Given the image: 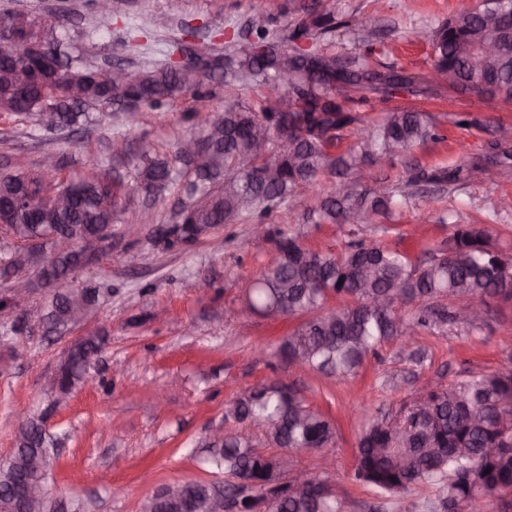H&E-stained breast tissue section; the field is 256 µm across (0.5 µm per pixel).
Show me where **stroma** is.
<instances>
[{"instance_id":"obj_1","label":"stroma","mask_w":512,"mask_h":512,"mask_svg":"<svg viewBox=\"0 0 512 512\" xmlns=\"http://www.w3.org/2000/svg\"><path fill=\"white\" fill-rule=\"evenodd\" d=\"M475 3L335 0L337 20L353 13L376 22L362 34L336 38L335 48L350 52L360 39L372 40L379 49L376 66L401 69L432 84L428 95L404 93L392 103L429 112L443 134L394 163L369 166L368 181L414 167L448 168L463 159L478 163L464 185L426 186L414 206L388 220L383 242L414 258L447 240L454 225L485 221L494 197L512 196V164L485 158L494 125L512 123V103L433 84L430 50L414 35L416 28L442 22ZM19 10L45 21L66 12L72 55L103 70L116 57L138 67L165 63L189 27L196 32L194 44L207 52L223 50L225 38L255 25L284 43L293 18L292 0H183L174 15L166 14L165 0H112L107 17L96 0H0V13ZM229 96L259 103L254 90L209 82L199 95H180L165 111H143L136 126L127 124L125 108L114 106L100 124L77 134L38 131L0 112V171L20 165L34 171L52 154L67 171L116 168L130 180L132 168L113 160L117 145L144 140L170 148L189 129L186 112L222 107ZM458 113L468 114L473 127L457 128L453 117ZM143 210L141 198L132 197L122 223L112 227L111 246L75 279L79 286L104 281L112 291L100 298L96 319L80 332L104 336L105 342L85 381L63 404L50 406L44 390L76 335L24 336L29 350L24 357L14 355L12 341L0 342V459L15 444L20 418L43 416L61 440L59 463L49 480L54 495L90 502L92 512H141L146 498L170 483L209 479L198 440L224 425L227 406L251 384L278 381L293 385L335 418L331 478L345 512H424L433 488L382 496L355 482V443L364 414L404 415L426 381L441 386L511 360L512 298L491 299L479 328L450 324L410 339H392L366 358L355 377L297 372L281 357L279 346L298 318L269 322L244 312V292L276 259L281 235L299 234L310 248L337 255L348 242L345 227L299 223L302 207L297 204L267 217L266 237L255 238L250 225L228 224L193 246L166 249L153 243V224L144 225L138 236H124V225L135 223ZM443 214L448 217L444 224L438 221ZM201 278L210 283L207 291L196 287Z\"/></svg>"}]
</instances>
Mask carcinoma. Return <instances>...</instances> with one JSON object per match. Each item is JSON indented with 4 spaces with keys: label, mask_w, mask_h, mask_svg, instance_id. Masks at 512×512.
<instances>
[{
    "label": "carcinoma",
    "mask_w": 512,
    "mask_h": 512,
    "mask_svg": "<svg viewBox=\"0 0 512 512\" xmlns=\"http://www.w3.org/2000/svg\"><path fill=\"white\" fill-rule=\"evenodd\" d=\"M288 47V65L295 83L288 92L270 79L269 67L280 66L281 44L262 26L246 39L224 45L222 57L228 70L203 72L188 78L187 65L169 62L156 67H137L139 83L119 89L100 73L101 79L79 86L70 84L74 72H96L71 58L63 35L65 17L47 24L29 13H6L0 25L48 49L55 69L41 79L27 77V103L11 94L17 79L0 62V112L30 118L49 133L77 129L95 120L103 110L130 95L140 106L161 111L180 94L198 92L206 81L226 77L233 84L265 90L267 105L254 109L238 100L224 110H191L190 131L172 154L144 145L127 157L136 188L155 203L171 191L185 197L183 226L163 224L154 229L155 242L165 248L181 246L195 232L226 224H263L274 211L291 206L305 192L317 197L316 206L304 209V224H336L348 227L351 240L339 257L306 246L299 235L281 237L276 260L262 269L249 288L247 307L252 312L275 307L283 317L301 322L286 336L279 351L287 356L300 352L306 368L320 375L347 379L363 365L376 347L408 330H436L455 322L457 301L497 296L512 297V275L500 265L501 255L490 248L487 229L480 224H458L440 256L421 266L407 253L393 250L378 238L359 236L364 227L381 226L397 206L398 188L387 181L363 183V169L391 160L416 145L440 139L429 113L394 107L372 119L352 107V94L365 92L389 101L401 93L424 95L413 89V80L401 70L382 72L371 63L377 53L367 42L348 55L332 48L338 29L366 27L369 19L356 15L338 24L334 10L306 3L298 5ZM512 0H477L435 27L422 26L417 37L430 48L433 68L453 75L449 89L476 96L495 94L512 101ZM288 105V125L280 112ZM356 142L341 149L346 132ZM197 140L193 153L183 146ZM277 159L278 176L263 174L266 154ZM470 168L411 171L409 181L428 179L436 184L461 185ZM331 180L325 190L323 180ZM77 189L74 203L59 210L50 204L53 194ZM129 204L124 178L98 173H64L61 164H46L36 172L0 173V226H5L7 247L0 264L18 275L37 270L36 288L85 268L81 253L64 249V241H90L117 223ZM112 286L50 288L51 297L39 307L41 315L67 332L70 293L88 306H97L103 289ZM338 304L326 308L329 298ZM426 299L431 304L406 318L398 305ZM101 339L79 340L69 354V370L59 381L69 393L83 381L89 366L86 358L99 353ZM238 411L230 416L243 426L283 420V429L266 438L290 451L332 448L336 444L335 421L313 408L298 391L285 393L271 382L257 400L238 398ZM420 432L372 417L361 429L356 443V481L381 494H395L411 487L433 486L435 497L426 502L428 512H490L493 506L512 502V368L478 373L446 387L432 390L422 403ZM19 448H51L55 439L30 423L15 438ZM498 452L490 455L487 449ZM211 474L229 478L224 490L240 489L237 481L248 479L261 487L273 473L281 474L276 455L254 451L250 442L230 435L220 448H208L203 458ZM480 465L473 476L474 465ZM490 473H485V470ZM310 490L271 499L268 512H343L337 496L321 497L312 487L331 483L328 472L302 474ZM212 482L192 481L191 494L206 512Z\"/></svg>",
    "instance_id": "cac0c4a2"
}]
</instances>
